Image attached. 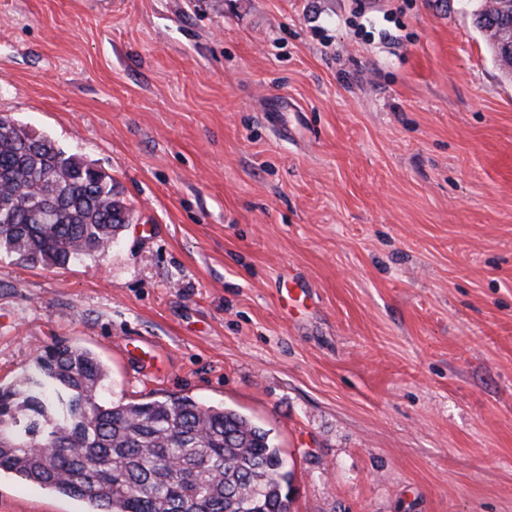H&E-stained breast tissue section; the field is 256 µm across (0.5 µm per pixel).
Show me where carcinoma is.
Instances as JSON below:
<instances>
[{
	"instance_id": "obj_1",
	"label": "carcinoma",
	"mask_w": 512,
	"mask_h": 512,
	"mask_svg": "<svg viewBox=\"0 0 512 512\" xmlns=\"http://www.w3.org/2000/svg\"><path fill=\"white\" fill-rule=\"evenodd\" d=\"M57 193L52 224L25 215ZM129 223L112 177L0 115V252L31 266L101 256ZM106 368L85 348L56 343L17 385L0 386V472L76 499L84 512H287L281 449L238 411L184 395L98 401Z\"/></svg>"
}]
</instances>
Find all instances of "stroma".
Masks as SVG:
<instances>
[{"instance_id": "1", "label": "stroma", "mask_w": 512, "mask_h": 512, "mask_svg": "<svg viewBox=\"0 0 512 512\" xmlns=\"http://www.w3.org/2000/svg\"><path fill=\"white\" fill-rule=\"evenodd\" d=\"M0 0V114L130 223L0 253V385L93 350L102 403L269 429L290 512H512V66L475 0ZM0 473V512H82Z\"/></svg>"}]
</instances>
